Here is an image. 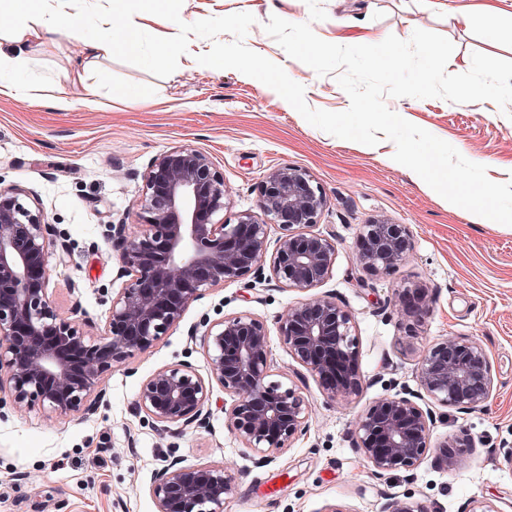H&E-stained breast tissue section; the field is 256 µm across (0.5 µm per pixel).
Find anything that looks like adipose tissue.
<instances>
[{"label": "adipose tissue", "instance_id": "adipose-tissue-1", "mask_svg": "<svg viewBox=\"0 0 512 512\" xmlns=\"http://www.w3.org/2000/svg\"><path fill=\"white\" fill-rule=\"evenodd\" d=\"M13 21L8 28L0 29V97L35 99L31 86L19 83L15 76L22 71L39 48L51 41L54 35H78L79 29L69 23L61 12H46L26 5L24 0H14ZM178 19H164L160 14H140L131 18L125 29L114 30L111 18H104L96 37L85 40L81 57L70 60L65 78L68 83L86 84L92 67L101 58L111 55L113 48L130 47L142 31L154 32L168 49H176L173 33Z\"/></svg>", "mask_w": 512, "mask_h": 512}]
</instances>
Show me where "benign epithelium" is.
I'll return each instance as SVG.
<instances>
[{
	"label": "benign epithelium",
	"mask_w": 512,
	"mask_h": 512,
	"mask_svg": "<svg viewBox=\"0 0 512 512\" xmlns=\"http://www.w3.org/2000/svg\"><path fill=\"white\" fill-rule=\"evenodd\" d=\"M139 201L144 220L137 232L110 224L107 238L120 251L125 283L112 295L100 335L84 319L61 315L48 292L45 262L57 244L40 208L24 192L0 185V409L38 408L48 415L95 413L105 397L104 374L154 347L176 328L202 291L249 274L282 289L309 291L332 274L336 243L314 231L327 205L325 193L303 169L279 167L264 177L260 214L241 212L230 221L224 177L201 150L178 147L155 158ZM279 234L270 238L271 229ZM412 242L402 224L379 218L359 225L357 264L376 276L391 272ZM417 293L422 303L406 311L418 323L430 314L427 288L405 283L400 297ZM288 354L330 401L363 391L359 336L351 312L330 296H311L276 321ZM201 343L210 373L180 361L156 370L141 385L136 408L161 431L177 425L204 428L215 390L232 398L224 414L243 447L267 463L307 434L308 410L293 385L272 379L269 331L247 312L204 322ZM417 390L372 402L350 430L355 448L379 475L412 471L432 451L442 465H457V448L476 447L467 434L433 440L441 410L468 413L492 396L489 354L473 336L446 338L415 363ZM235 477L212 464L183 466L167 459L151 484L156 512H224ZM382 512H429L389 498Z\"/></svg>",
	"instance_id": "1"
}]
</instances>
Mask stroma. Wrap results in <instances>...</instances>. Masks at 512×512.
Here are the masks:
<instances>
[{
	"label": "stroma",
	"mask_w": 512,
	"mask_h": 512,
	"mask_svg": "<svg viewBox=\"0 0 512 512\" xmlns=\"http://www.w3.org/2000/svg\"><path fill=\"white\" fill-rule=\"evenodd\" d=\"M327 17L311 21L305 0H184L180 17L247 12L256 22L244 38L251 50L280 64L305 88L314 109L342 112L350 99L335 75H317L287 55L265 30L271 16L310 23L320 38L350 46L388 35L409 39L423 29L449 39L447 71L463 73L473 52L512 60V0H320ZM501 19L488 32L486 13ZM468 14L469 23L458 22ZM81 38L61 34L46 43L19 80L43 86V101L0 99V180L24 190L68 240L50 247L49 293L62 315L85 314L97 335L118 291L119 252L109 224L137 230L144 175L154 158L176 147L206 152L224 178L227 216L256 210L265 174L277 167L308 171L327 206L316 226L336 243L330 278L318 287L352 313L360 336L358 365L364 391L352 402H327L312 376L288 353L276 321L299 301L297 291L249 275L204 292L179 326L146 352L115 366L95 414L51 417L40 411L0 412V512H156L150 485L167 455L183 465L215 464L236 476L224 512H382L387 498L410 499L429 512H469L473 500L512 512V226L476 218L393 159L384 139L367 146L309 124L273 89L232 69L177 68L158 78L114 57L100 60L87 87L69 88L67 108L55 105V86ZM409 122L484 165L496 182L512 180V112L490 101L387 98ZM407 225L412 248L387 276L358 270L359 225L376 218ZM428 289L431 313L411 324L395 290L406 282ZM246 311L269 329L274 378L296 385L309 405V430L269 463H257L235 437L219 406L204 429L162 432L135 408L142 382L159 368L190 362L209 373L202 346L188 332L203 320ZM451 336L485 345L497 389L481 409L449 412L433 436L464 430L475 441L453 470L427 457L413 474H376L356 452L349 430L364 407L389 393L413 390L417 358Z\"/></svg>",
	"instance_id": "stroma-1"
}]
</instances>
